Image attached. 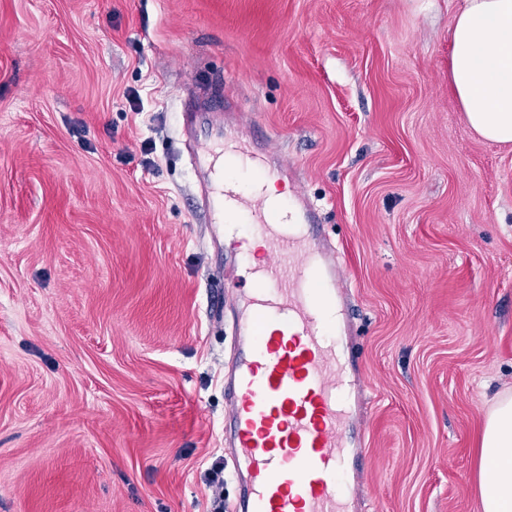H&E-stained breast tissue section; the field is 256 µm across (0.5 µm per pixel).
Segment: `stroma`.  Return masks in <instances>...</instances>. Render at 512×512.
I'll return each mask as SVG.
<instances>
[{"instance_id": "stroma-1", "label": "stroma", "mask_w": 512, "mask_h": 512, "mask_svg": "<svg viewBox=\"0 0 512 512\" xmlns=\"http://www.w3.org/2000/svg\"><path fill=\"white\" fill-rule=\"evenodd\" d=\"M455 0H0V512H212L230 299L183 124L278 149L346 272L361 512H477L512 388V148L448 81Z\"/></svg>"}]
</instances>
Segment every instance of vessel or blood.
<instances>
[{
    "label": "vessel or blood",
    "instance_id": "1",
    "mask_svg": "<svg viewBox=\"0 0 512 512\" xmlns=\"http://www.w3.org/2000/svg\"><path fill=\"white\" fill-rule=\"evenodd\" d=\"M256 133L226 138L213 126L194 160L204 187L214 242L233 249L249 274L238 293L237 350L225 375L224 442L242 475L239 512H351L338 478L364 480L369 451L356 411L362 380L350 333L331 330L323 312L344 298L335 257L317 241L321 219L304 200L270 210L219 166L227 151L264 166L269 147L251 151ZM251 225L239 239L240 225Z\"/></svg>",
    "mask_w": 512,
    "mask_h": 512
}]
</instances>
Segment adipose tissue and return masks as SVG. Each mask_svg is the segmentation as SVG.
<instances>
[{"mask_svg":"<svg viewBox=\"0 0 512 512\" xmlns=\"http://www.w3.org/2000/svg\"><path fill=\"white\" fill-rule=\"evenodd\" d=\"M448 39V80L467 125L512 146V0H460ZM478 497L479 512H512V389L485 414Z\"/></svg>","mask_w":512,"mask_h":512,"instance_id":"1","label":"adipose tissue"}]
</instances>
